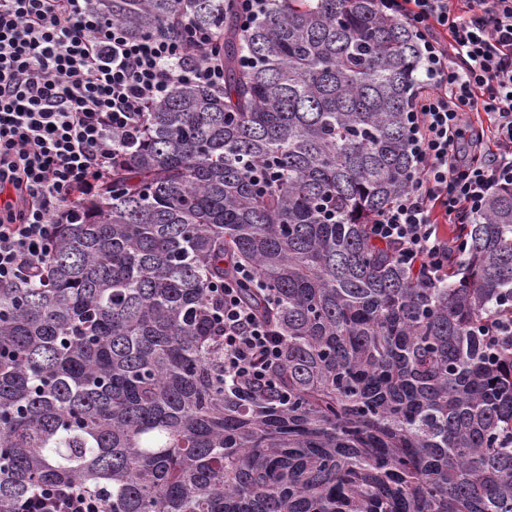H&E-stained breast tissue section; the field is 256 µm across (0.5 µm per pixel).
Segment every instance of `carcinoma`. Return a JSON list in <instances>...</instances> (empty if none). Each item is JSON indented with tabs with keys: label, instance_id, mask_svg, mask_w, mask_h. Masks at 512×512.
Segmentation results:
<instances>
[{
	"label": "carcinoma",
	"instance_id": "obj_1",
	"mask_svg": "<svg viewBox=\"0 0 512 512\" xmlns=\"http://www.w3.org/2000/svg\"><path fill=\"white\" fill-rule=\"evenodd\" d=\"M133 36L189 12L224 88L145 114L43 282L0 288V512L39 485L112 512H512V187L424 286L369 224L415 171L421 45L377 0H98ZM267 174L255 184L253 172ZM254 269L282 362L224 386L207 285Z\"/></svg>",
	"mask_w": 512,
	"mask_h": 512
}]
</instances>
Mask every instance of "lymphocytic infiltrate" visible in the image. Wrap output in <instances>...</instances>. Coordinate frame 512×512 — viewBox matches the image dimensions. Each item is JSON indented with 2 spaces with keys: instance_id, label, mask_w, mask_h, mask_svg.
Segmentation results:
<instances>
[{
  "instance_id": "lymphocytic-infiltrate-1",
  "label": "lymphocytic infiltrate",
  "mask_w": 512,
  "mask_h": 512,
  "mask_svg": "<svg viewBox=\"0 0 512 512\" xmlns=\"http://www.w3.org/2000/svg\"><path fill=\"white\" fill-rule=\"evenodd\" d=\"M422 43L423 77L406 115L412 185L369 226L396 262L432 286L464 250L439 231L465 224L512 186V0H379ZM220 89L224 61L212 30L182 14L174 38L134 37L93 0H0V286L42 276L59 224H74L134 147L150 107L175 84ZM492 117L491 146L464 117ZM237 282L211 283L224 325V378L264 382L281 346L246 306ZM16 512H111L107 497L37 487Z\"/></svg>"
}]
</instances>
